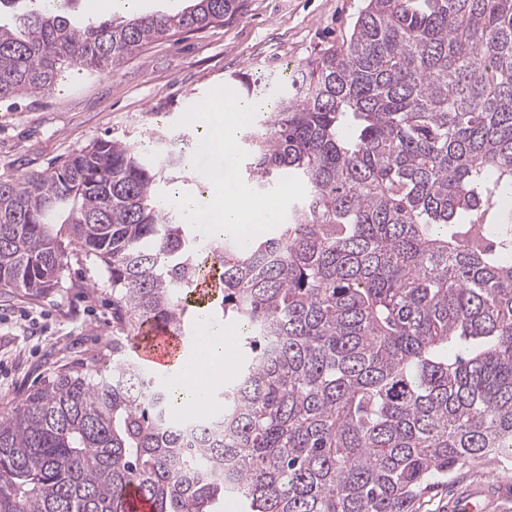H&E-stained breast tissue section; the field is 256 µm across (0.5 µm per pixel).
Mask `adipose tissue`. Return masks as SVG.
Here are the masks:
<instances>
[{"instance_id":"1","label":"adipose tissue","mask_w":512,"mask_h":512,"mask_svg":"<svg viewBox=\"0 0 512 512\" xmlns=\"http://www.w3.org/2000/svg\"><path fill=\"white\" fill-rule=\"evenodd\" d=\"M204 340L194 358H177L172 370L178 371L180 378L172 386L179 410H196L205 400L210 385L205 375L211 366L223 362L227 350L225 347L226 330L223 323L206 320L203 326Z\"/></svg>"}]
</instances>
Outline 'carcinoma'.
<instances>
[{"label":"carcinoma","mask_w":512,"mask_h":512,"mask_svg":"<svg viewBox=\"0 0 512 512\" xmlns=\"http://www.w3.org/2000/svg\"><path fill=\"white\" fill-rule=\"evenodd\" d=\"M191 2L79 25L76 0H0V101L240 8ZM251 96L242 175L306 195L245 247L162 199L197 145L173 129L0 181L1 291L63 287L74 246L127 332L183 336L209 265L246 352L198 415L118 336L109 372L57 369L0 413V512H129L128 485L154 512H415L512 450V0H364L346 41Z\"/></svg>","instance_id":"cac0c4a2"}]
</instances>
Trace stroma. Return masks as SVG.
Returning <instances> with one entry per match:
<instances>
[{
  "mask_svg": "<svg viewBox=\"0 0 512 512\" xmlns=\"http://www.w3.org/2000/svg\"><path fill=\"white\" fill-rule=\"evenodd\" d=\"M362 0H242L238 13L201 30L150 40L115 72L67 70L50 92L0 103V179L64 164L101 138L143 140L158 116L176 122L217 85L292 74L348 38ZM105 271L69 257L64 287L33 297L0 294V412L14 407L58 367L99 358L121 335ZM512 482V456L457 467L418 512H448L471 485Z\"/></svg>",
  "mask_w": 512,
  "mask_h": 512,
  "instance_id": "obj_1",
  "label": "stroma"
}]
</instances>
